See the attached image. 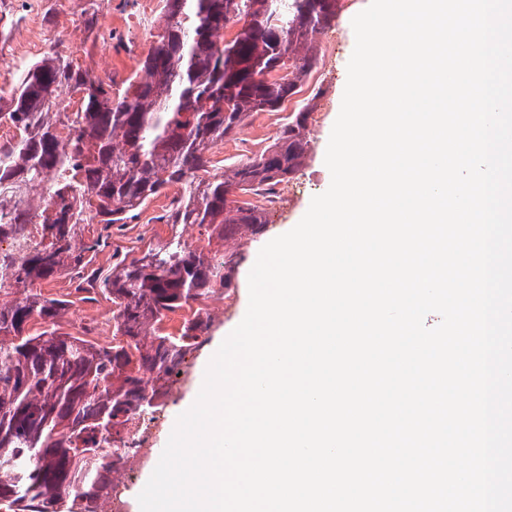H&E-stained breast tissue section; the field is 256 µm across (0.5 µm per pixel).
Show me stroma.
<instances>
[{"instance_id":"35a3bbf8","label":"stroma","mask_w":512,"mask_h":512,"mask_svg":"<svg viewBox=\"0 0 512 512\" xmlns=\"http://www.w3.org/2000/svg\"><path fill=\"white\" fill-rule=\"evenodd\" d=\"M368 4L369 0H340L335 26L318 36L320 62L301 91L305 97L317 89L322 92L308 119L311 143L307 162L292 180L276 186L273 197H253V204L265 210L267 224L251 243L240 247L231 288L206 301V340L170 379L166 395L147 420L151 428L148 444L138 449L120 478L122 512H140L137 497L156 467L177 417L191 407L211 357L243 319L249 301L248 275L259 251L270 240L291 230L307 212L312 198L330 186L331 174L324 159L355 46L352 19ZM92 11L98 17V26L93 30L84 24L87 13ZM0 17L12 25L8 42L0 44V86L14 83L20 71L37 56L54 52L93 75H111L119 90L125 88L152 49L163 20L160 0H0ZM296 105L292 99L279 111L257 113L239 132L218 142L210 151L215 168L221 170L261 153L272 144ZM180 196V187L171 185L128 223L106 228L94 217L86 222L83 240L92 246L86 267L42 286L44 295L70 302L61 320L62 331L101 346L112 345V297L99 291L85 294L80 289L82 282L111 277L116 262L141 256L147 248L175 234L191 246H204L199 227L166 221L173 202Z\"/></svg>"}]
</instances>
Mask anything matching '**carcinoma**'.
Segmentation results:
<instances>
[{"label":"carcinoma","mask_w":512,"mask_h":512,"mask_svg":"<svg viewBox=\"0 0 512 512\" xmlns=\"http://www.w3.org/2000/svg\"><path fill=\"white\" fill-rule=\"evenodd\" d=\"M162 3L156 45L124 90L49 54L0 88V122L19 132L0 146V241L15 243L0 252V512H103L98 502L136 453L126 424L152 412L208 329L201 307L177 334L163 332L165 320L231 286L235 253L213 241L246 244L267 224L236 193L262 195L308 156L320 89L266 150L210 173L214 145L301 92L338 0ZM63 87L79 94L72 114L60 112ZM168 184L182 189L169 223L204 229L207 245L175 234L115 265L103 289L118 343L60 331L69 301L38 286L85 265L84 213L125 224Z\"/></svg>","instance_id":"obj_1"}]
</instances>
